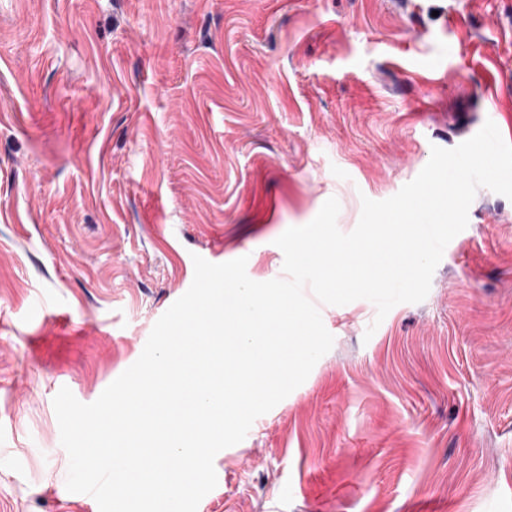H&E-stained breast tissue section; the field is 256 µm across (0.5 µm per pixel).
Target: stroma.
I'll return each instance as SVG.
<instances>
[{
  "label": "stroma",
  "instance_id": "obj_1",
  "mask_svg": "<svg viewBox=\"0 0 512 512\" xmlns=\"http://www.w3.org/2000/svg\"><path fill=\"white\" fill-rule=\"evenodd\" d=\"M420 3L0 0V512H83L53 398L130 367L194 257L283 277L327 199L348 233L432 146L512 143V0ZM462 235L424 301L321 306L198 512H512V200Z\"/></svg>",
  "mask_w": 512,
  "mask_h": 512
}]
</instances>
